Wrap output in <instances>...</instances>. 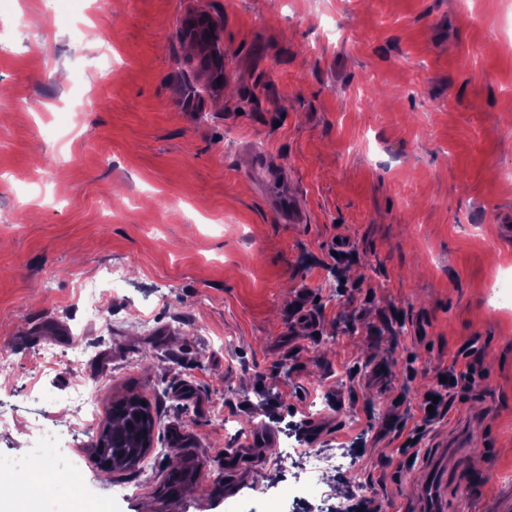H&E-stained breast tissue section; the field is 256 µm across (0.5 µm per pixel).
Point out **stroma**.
Instances as JSON below:
<instances>
[{
  "mask_svg": "<svg viewBox=\"0 0 512 512\" xmlns=\"http://www.w3.org/2000/svg\"><path fill=\"white\" fill-rule=\"evenodd\" d=\"M83 3L47 42L57 0H0V468L54 472L40 512L75 493L107 512L258 510L304 471L244 445L270 434L347 457L321 469L335 503L421 512L434 483L439 512L506 507L512 312L489 283L512 274L495 222L512 209V0ZM195 8L222 24L220 89L180 39ZM256 159L309 223L279 222ZM110 268L125 282L85 320L81 283ZM79 342L90 357L63 365ZM469 364L465 401L425 420ZM129 393L157 415L151 467L107 474L93 448ZM176 457L204 476L179 496Z\"/></svg>",
  "mask_w": 512,
  "mask_h": 512,
  "instance_id": "1",
  "label": "stroma"
}]
</instances>
